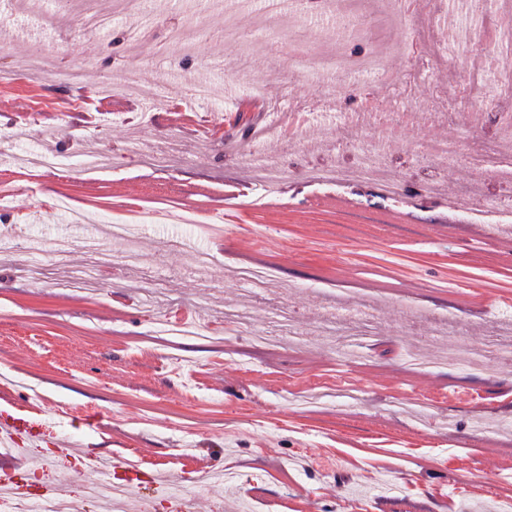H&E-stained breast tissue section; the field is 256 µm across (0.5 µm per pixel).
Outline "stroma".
<instances>
[{"instance_id":"1","label":"stroma","mask_w":512,"mask_h":512,"mask_svg":"<svg viewBox=\"0 0 512 512\" xmlns=\"http://www.w3.org/2000/svg\"><path fill=\"white\" fill-rule=\"evenodd\" d=\"M449 0H420L401 13L395 0H354L350 12L306 0H0V384L18 405L43 397L36 420L43 438H84L86 462L69 474L72 495L92 481L90 460L136 458L144 472L183 482V459L208 460L220 483L197 491L204 512H502L512 478V359L475 362L496 332L512 334V210L459 220L449 203L463 191L492 196L488 178L467 157L487 131L446 111L443 91L476 58L446 60L450 34L428 27ZM179 25L181 42L162 38ZM383 57L392 82L367 80L347 61L351 48ZM55 56L58 72L27 81L36 49ZM433 63L431 82L411 56ZM336 57L334 70L313 65ZM81 67L80 83L64 74ZM134 86L110 106L99 88L122 68ZM207 83L211 94L190 97ZM371 84L380 105L410 102L408 124L386 139L378 183L313 180L335 167L340 84ZM312 120L301 141H255L253 131L279 110ZM111 157L110 169L86 173L78 161L87 136ZM455 140L460 153L432 195L418 183L429 160L420 138ZM165 148L174 162L144 164ZM260 151L293 171L259 185L245 161ZM62 153L70 167L46 173L18 166L23 154ZM403 186L395 196L384 182ZM91 221L70 223L67 210ZM191 209L194 224H166L160 214ZM236 221L211 235L217 213ZM136 223L127 240L111 236L113 219ZM107 243L113 264L91 287L57 288L87 261L86 237ZM66 237L73 246L36 282L25 269L34 243ZM185 241L173 250L171 238ZM210 252L206 278L189 275L195 255ZM244 266L272 269L263 299L236 280ZM162 291L144 296L146 275ZM209 328L204 340L159 332L171 300ZM374 310L377 333L357 359L336 357L319 323L338 303ZM288 308L306 329L300 340L255 343L272 322L270 306ZM246 308L251 325L226 326V311ZM431 337V345L420 342ZM417 357L429 367L414 365ZM358 399L347 403L348 391ZM108 412L112 429L89 432L78 408Z\"/></svg>"}]
</instances>
